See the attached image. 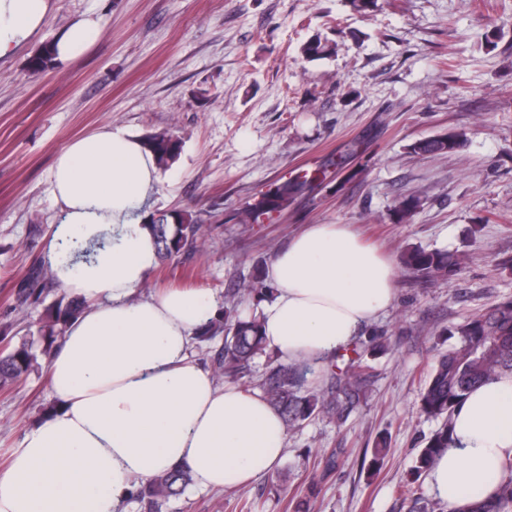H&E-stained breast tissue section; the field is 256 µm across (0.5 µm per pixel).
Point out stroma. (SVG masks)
I'll return each mask as SVG.
<instances>
[{
  "mask_svg": "<svg viewBox=\"0 0 512 512\" xmlns=\"http://www.w3.org/2000/svg\"><path fill=\"white\" fill-rule=\"evenodd\" d=\"M100 22L77 58L32 73L30 58L71 22ZM318 40L323 56L302 47ZM118 125L138 136L169 132L181 149L161 174L152 213L200 215L205 234L145 292L227 289L264 274L271 257L310 224H346L397 262L410 247L465 256L450 281L396 270L392 307L373 324L391 344L373 365L370 400L345 423L312 418L288 431L277 469L221 491L191 485L162 512H287L317 481L313 512H437L428 476L414 477L438 427L421 411L432 365L472 314L512 296V0H51L43 29L0 62V331L23 334L40 306H18L14 285L43 260L59 212L51 168L74 138ZM460 132L447 156L414 142ZM335 159L327 178L282 214L243 222L276 184ZM415 197L413 217L395 207ZM46 359L25 384L0 388V467L22 432L56 401ZM380 469L363 467L378 436ZM344 449L323 471L314 452ZM415 481L416 496L401 485Z\"/></svg>",
  "mask_w": 512,
  "mask_h": 512,
  "instance_id": "stroma-1",
  "label": "stroma"
}]
</instances>
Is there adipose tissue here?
Here are the masks:
<instances>
[{
	"mask_svg": "<svg viewBox=\"0 0 512 512\" xmlns=\"http://www.w3.org/2000/svg\"><path fill=\"white\" fill-rule=\"evenodd\" d=\"M49 0H0V59L43 27ZM100 23L82 18L54 37L57 63L84 53ZM160 175L153 153L119 126L74 139L56 157L50 194L60 220L45 253L56 283L85 308L48 366L55 408L25 430L0 470V512H115L137 485L176 466L202 487L244 486L281 459L285 427L262 392L218 384L193 352L215 314L201 292L139 296L158 263L144 217ZM110 249L71 267V247L101 237ZM273 295L261 312L282 361L326 363L392 305L393 265L345 224H311L267 266ZM431 484L453 512L457 488L496 498L512 460V375L468 394Z\"/></svg>",
	"mask_w": 512,
	"mask_h": 512,
	"instance_id": "1",
	"label": "adipose tissue"
}]
</instances>
